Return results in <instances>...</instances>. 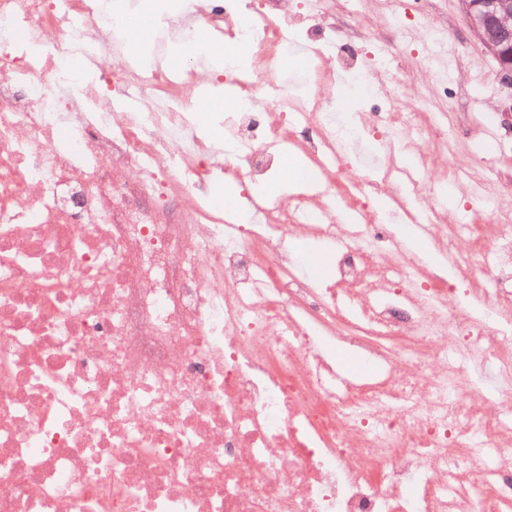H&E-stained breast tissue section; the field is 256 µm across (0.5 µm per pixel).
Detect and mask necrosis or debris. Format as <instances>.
Wrapping results in <instances>:
<instances>
[{
  "instance_id": "4bbe7bcc",
  "label": "necrosis or debris",
  "mask_w": 512,
  "mask_h": 512,
  "mask_svg": "<svg viewBox=\"0 0 512 512\" xmlns=\"http://www.w3.org/2000/svg\"><path fill=\"white\" fill-rule=\"evenodd\" d=\"M134 2L0 0V512H512V222L449 223L474 188L429 104L406 110L317 0L165 18L155 57L223 30L251 51L187 76L129 62ZM288 28L335 47L300 83L269 76ZM92 50L123 68L70 71ZM218 72L243 91L229 160L189 119ZM337 72L371 103L341 122L299 94ZM358 132L383 180L343 182ZM288 143L321 192L209 211L208 176L263 181ZM390 184L429 257L378 208ZM290 237L325 245L330 281Z\"/></svg>"
}]
</instances>
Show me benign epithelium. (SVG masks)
I'll return each mask as SVG.
<instances>
[{
    "label": "benign epithelium",
    "mask_w": 512,
    "mask_h": 512,
    "mask_svg": "<svg viewBox=\"0 0 512 512\" xmlns=\"http://www.w3.org/2000/svg\"><path fill=\"white\" fill-rule=\"evenodd\" d=\"M471 31L496 60L512 98V0H461Z\"/></svg>",
    "instance_id": "1"
}]
</instances>
